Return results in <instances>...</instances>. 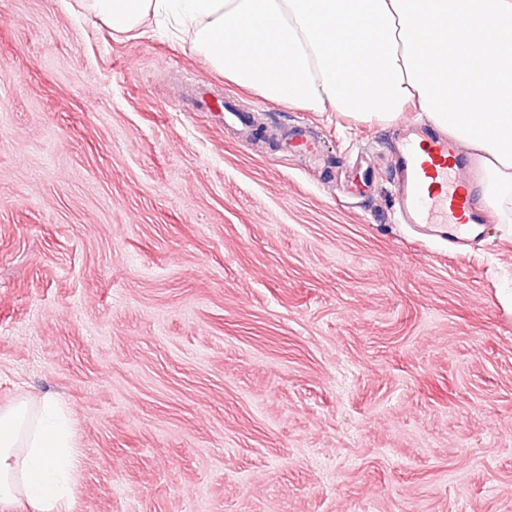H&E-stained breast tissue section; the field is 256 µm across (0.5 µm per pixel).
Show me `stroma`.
<instances>
[{"instance_id":"1","label":"stroma","mask_w":512,"mask_h":512,"mask_svg":"<svg viewBox=\"0 0 512 512\" xmlns=\"http://www.w3.org/2000/svg\"><path fill=\"white\" fill-rule=\"evenodd\" d=\"M421 119L272 103L157 26L0 0V407L68 410L70 512H512V224L458 249L399 223Z\"/></svg>"}]
</instances>
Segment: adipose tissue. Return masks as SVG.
Segmentation results:
<instances>
[{
    "label": "adipose tissue",
    "instance_id": "1",
    "mask_svg": "<svg viewBox=\"0 0 512 512\" xmlns=\"http://www.w3.org/2000/svg\"><path fill=\"white\" fill-rule=\"evenodd\" d=\"M129 33L186 36L269 102L388 125L416 105L475 154L482 195L512 223V0H86ZM80 459L52 399L0 408V506L67 512Z\"/></svg>",
    "mask_w": 512,
    "mask_h": 512
}]
</instances>
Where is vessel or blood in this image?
Returning a JSON list of instances; mask_svg holds the SVG:
<instances>
[{"label":"vessel or blood","instance_id":"b4317fda","mask_svg":"<svg viewBox=\"0 0 512 512\" xmlns=\"http://www.w3.org/2000/svg\"><path fill=\"white\" fill-rule=\"evenodd\" d=\"M394 206L401 223L461 246L480 240L490 219L471 191L470 162L443 131L416 124L396 147Z\"/></svg>","mask_w":512,"mask_h":512}]
</instances>
